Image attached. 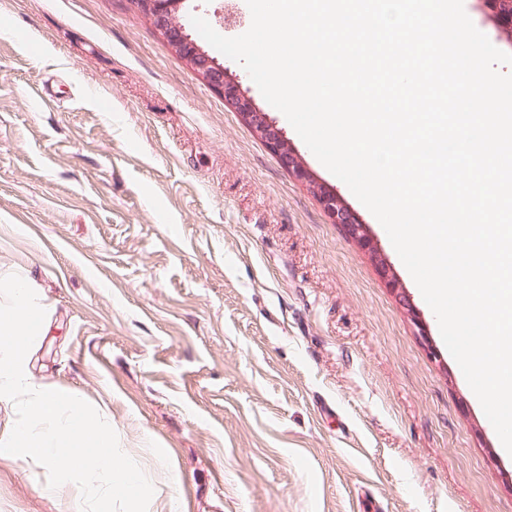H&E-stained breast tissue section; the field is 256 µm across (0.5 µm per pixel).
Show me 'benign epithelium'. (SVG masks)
Listing matches in <instances>:
<instances>
[{
    "mask_svg": "<svg viewBox=\"0 0 512 512\" xmlns=\"http://www.w3.org/2000/svg\"><path fill=\"white\" fill-rule=\"evenodd\" d=\"M138 10L162 32L168 44L211 88L224 96V104L239 112L246 123L253 127L267 145L279 156L282 164L297 177L309 178L300 158L292 149L285 132L275 125L266 113L255 107L245 94L241 82L227 75L223 65L210 57L185 32L180 21L179 10L183 0H134ZM492 13L497 26L512 32V0H483ZM313 193L330 214L333 223L342 225L347 233L362 246H371L364 225L333 192L319 184H313Z\"/></svg>",
    "mask_w": 512,
    "mask_h": 512,
    "instance_id": "benign-epithelium-1",
    "label": "benign epithelium"
}]
</instances>
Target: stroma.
<instances>
[{
	"label": "stroma",
	"instance_id": "stroma-1",
	"mask_svg": "<svg viewBox=\"0 0 512 512\" xmlns=\"http://www.w3.org/2000/svg\"><path fill=\"white\" fill-rule=\"evenodd\" d=\"M233 2L240 35L246 0L179 16L221 33ZM214 58L371 248L133 0H0V277L43 297L33 380L105 405L148 512H512V456L384 228ZM47 478L0 459V512H73ZM310 182L313 185V193L322 202L324 208L330 214L333 223L341 224L347 233L357 239L363 247H370L371 242L366 237L364 224L358 222L355 215L342 202L336 193L326 190L322 185L316 184L312 181Z\"/></svg>",
	"mask_w": 512,
	"mask_h": 512
}]
</instances>
